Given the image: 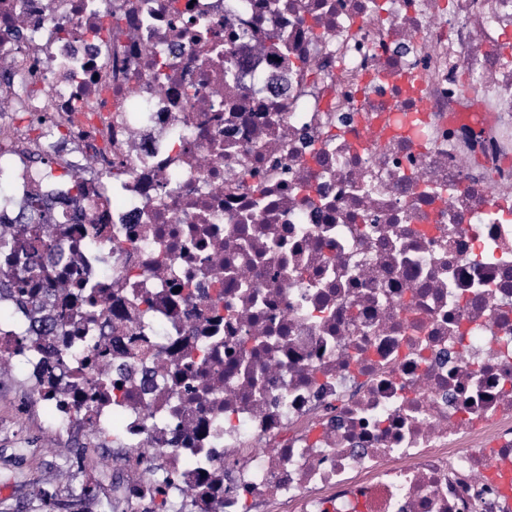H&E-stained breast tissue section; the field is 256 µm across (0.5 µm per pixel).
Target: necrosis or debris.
Listing matches in <instances>:
<instances>
[{
	"instance_id": "4bbe7bcc",
	"label": "necrosis or debris",
	"mask_w": 512,
	"mask_h": 512,
	"mask_svg": "<svg viewBox=\"0 0 512 512\" xmlns=\"http://www.w3.org/2000/svg\"><path fill=\"white\" fill-rule=\"evenodd\" d=\"M511 47L512 0H0V360L75 478L512 512Z\"/></svg>"
}]
</instances>
